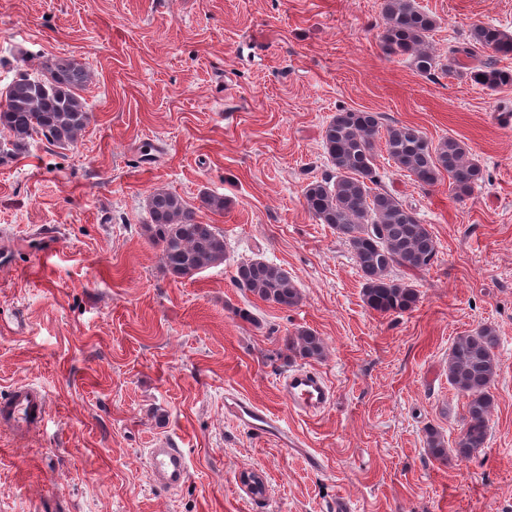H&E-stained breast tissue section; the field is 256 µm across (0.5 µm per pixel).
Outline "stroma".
Returning a JSON list of instances; mask_svg holds the SVG:
<instances>
[{
    "label": "stroma",
    "instance_id": "1",
    "mask_svg": "<svg viewBox=\"0 0 512 512\" xmlns=\"http://www.w3.org/2000/svg\"><path fill=\"white\" fill-rule=\"evenodd\" d=\"M434 15L440 56L476 24L512 34V0H416ZM383 0H0V88L52 57L93 79L79 141H44L0 164V394L42 387L34 432L0 426V512H507L512 507V86L419 74L384 52ZM343 109L456 138L483 179L464 200L420 185L376 146L380 185L411 207L438 247L412 277L419 301L381 315L362 298L349 247L304 205L333 170L321 132ZM157 188L224 232L226 259L173 278L148 238ZM223 213L201 208L203 193ZM288 270L302 294L282 309L236 288L238 263ZM22 318L23 330L10 328ZM495 327L500 370L488 444L454 448L464 397L448 380L455 339ZM325 343L288 356L296 330ZM318 370L325 412L298 415L279 376ZM268 409L303 452L256 438L224 412L225 391ZM184 448L181 489L154 486L147 448ZM262 476L263 494L244 482Z\"/></svg>",
    "mask_w": 512,
    "mask_h": 512
}]
</instances>
